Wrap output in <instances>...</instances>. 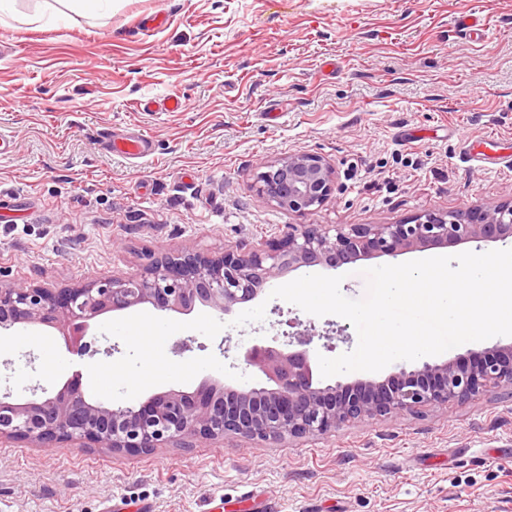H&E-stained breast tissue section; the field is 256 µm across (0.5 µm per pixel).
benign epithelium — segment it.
Returning a JSON list of instances; mask_svg holds the SVG:
<instances>
[{"label":"benign epithelium","instance_id":"obj_1","mask_svg":"<svg viewBox=\"0 0 512 512\" xmlns=\"http://www.w3.org/2000/svg\"><path fill=\"white\" fill-rule=\"evenodd\" d=\"M335 184L336 169L325 157L297 152L262 161L254 189L259 199L304 215L328 202ZM509 239L512 198L397 224H290L279 238L247 251L229 248L209 256L182 249L153 260L139 274L111 275L75 288L0 287V333L18 324L55 327L72 353L91 358L98 349L87 339L90 321L108 311L149 303L160 311L190 312L200 304L229 313L302 267L338 268L361 257ZM287 338V350L254 344L244 353L246 365L261 371L270 388L203 383L192 392L157 393L117 407L90 402L78 378L39 400L18 402L0 394V440L43 447L76 440L115 454H144L170 444L191 448L198 438L317 437L354 420L401 417L486 392L512 394V344L467 364L425 362L380 381L323 386L310 355L314 335L303 331Z\"/></svg>","mask_w":512,"mask_h":512}]
</instances>
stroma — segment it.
I'll use <instances>...</instances> for the list:
<instances>
[{
  "mask_svg": "<svg viewBox=\"0 0 512 512\" xmlns=\"http://www.w3.org/2000/svg\"><path fill=\"white\" fill-rule=\"evenodd\" d=\"M485 17L487 32L460 31ZM179 95V112H145ZM144 134L151 156L106 151ZM512 0H105L99 15L0 23V285L64 288L140 273L183 248L247 250L290 224H395L512 197ZM309 152L336 191L297 216L258 199L260 161ZM215 338L182 331L202 382L267 381L244 353L289 324L312 355L353 351L354 327L280 298ZM87 360L59 329L0 335V392L55 394ZM0 512H512V395L484 393L399 418L279 442L228 436L147 455L77 442L0 441Z\"/></svg>",
  "mask_w": 512,
  "mask_h": 512,
  "instance_id": "stroma-1",
  "label": "stroma"
}]
</instances>
